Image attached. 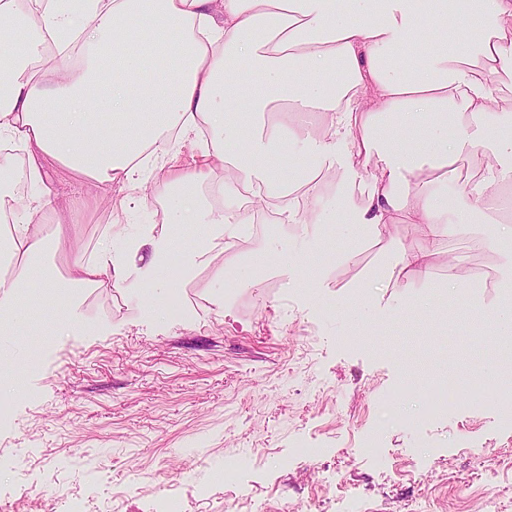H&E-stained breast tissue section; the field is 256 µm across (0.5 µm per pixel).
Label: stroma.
Instances as JSON below:
<instances>
[{
  "instance_id": "35a3bbf8",
  "label": "stroma",
  "mask_w": 512,
  "mask_h": 512,
  "mask_svg": "<svg viewBox=\"0 0 512 512\" xmlns=\"http://www.w3.org/2000/svg\"><path fill=\"white\" fill-rule=\"evenodd\" d=\"M50 178L85 253L109 224L164 220L149 192L125 212L123 190L104 195L61 169ZM81 195L97 208L70 211ZM264 220L262 235L210 249L173 291L167 324L125 292L73 288L85 331L58 335V315L40 312V336L0 343L18 371L13 393H0V512H155L168 496L180 512H337L341 502L346 512H490L494 498L512 512V403L425 409L430 378H468L493 352L474 351L465 321L433 329L412 316L417 296L496 308L512 259L490 244L492 225L473 227L481 249L438 252L391 225L434 270L411 288L397 278L365 288L384 261L383 246L367 242L332 258L314 291L272 271L216 298L223 270L265 239L300 245L299 227L269 211ZM451 280L460 290L449 297ZM36 344L42 354L28 361ZM230 465L231 493L217 478Z\"/></svg>"
}]
</instances>
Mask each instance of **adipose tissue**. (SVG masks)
Returning a JSON list of instances; mask_svg holds the SVG:
<instances>
[{"instance_id": "1", "label": "adipose tissue", "mask_w": 512, "mask_h": 512, "mask_svg": "<svg viewBox=\"0 0 512 512\" xmlns=\"http://www.w3.org/2000/svg\"><path fill=\"white\" fill-rule=\"evenodd\" d=\"M16 14L15 0H0L1 336L31 330L21 289L32 277L48 306L62 288H113L147 294L165 320L172 264L192 273L261 206L302 225L315 252L321 227L339 219L358 240H385L377 280L432 273L425 254L387 240L391 224L414 225L439 250L494 223L496 248L512 257V113L494 109L504 100L495 76L512 75V0H464L469 41L441 28L448 0H84L79 27L63 0H26L20 34ZM107 54L112 79L94 112L69 75L98 70ZM201 130L198 160L178 164L172 138ZM11 150L26 157L29 196L15 190ZM476 152L483 166L456 187V163ZM150 158L168 167L152 189L164 229L105 233L89 258L71 250L46 160L131 193ZM335 168L364 185L360 203L307 213ZM190 224L198 243L187 250ZM277 256L263 244L230 273L244 285L272 267L291 275ZM498 288L497 309L473 308L471 322L501 347L512 341V276Z\"/></svg>"}]
</instances>
